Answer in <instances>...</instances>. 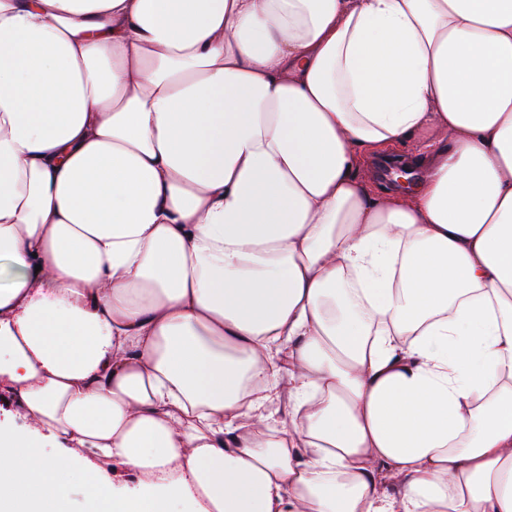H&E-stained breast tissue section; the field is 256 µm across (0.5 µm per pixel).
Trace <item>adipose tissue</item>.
Instances as JSON below:
<instances>
[{
  "mask_svg": "<svg viewBox=\"0 0 512 512\" xmlns=\"http://www.w3.org/2000/svg\"><path fill=\"white\" fill-rule=\"evenodd\" d=\"M0 262V512H512V0H0Z\"/></svg>",
  "mask_w": 512,
  "mask_h": 512,
  "instance_id": "1",
  "label": "adipose tissue"
}]
</instances>
